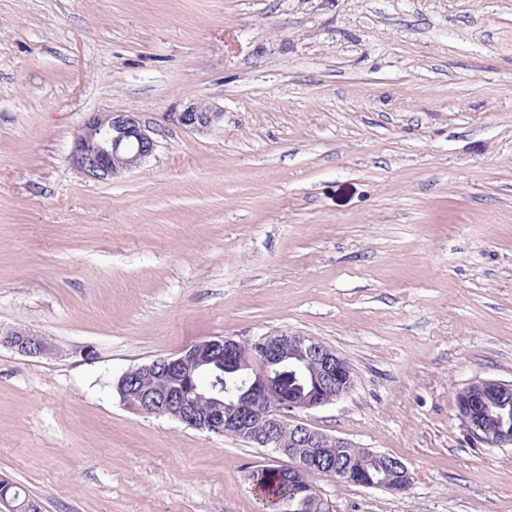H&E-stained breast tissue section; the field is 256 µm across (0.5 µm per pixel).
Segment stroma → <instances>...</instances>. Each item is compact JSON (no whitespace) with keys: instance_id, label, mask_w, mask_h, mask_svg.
I'll return each instance as SVG.
<instances>
[{"instance_id":"stroma-1","label":"stroma","mask_w":512,"mask_h":512,"mask_svg":"<svg viewBox=\"0 0 512 512\" xmlns=\"http://www.w3.org/2000/svg\"><path fill=\"white\" fill-rule=\"evenodd\" d=\"M202 102L224 127L186 130ZM155 154L69 162L94 112ZM0 478L41 512H259L284 457L124 405L214 336L314 337L351 393L298 422L400 459L335 512H512V446L456 412L512 382V0H0ZM181 127L200 133L221 129L224 123V111L222 109L202 104L188 106L183 112L173 116ZM156 130L130 112H95L75 137L70 161L85 178L105 181L141 167L158 146ZM0 346L15 349L25 355H45L50 352V346L42 336H31L22 328L0 329ZM475 384L485 387L490 396L507 401L512 396V383L493 379L477 380L459 391L456 398L457 416L474 438L495 447L512 446V427L502 430L493 438L486 436L482 415L478 411L479 404L471 399V386Z\"/></svg>"}]
</instances>
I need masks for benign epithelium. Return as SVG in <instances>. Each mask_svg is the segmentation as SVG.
Returning a JSON list of instances; mask_svg holds the SVG:
<instances>
[{"instance_id": "7a95c632", "label": "benign epithelium", "mask_w": 512, "mask_h": 512, "mask_svg": "<svg viewBox=\"0 0 512 512\" xmlns=\"http://www.w3.org/2000/svg\"><path fill=\"white\" fill-rule=\"evenodd\" d=\"M181 127L200 133L221 128L224 110L193 104L174 114ZM156 131L130 112H95L75 137L70 161L85 178L105 181L141 167L154 155ZM249 360L238 356L240 342L218 337L190 345L177 354L156 358L126 371L116 388L125 403L149 415L167 416L186 426L210 433H243L258 425L263 433L254 438L255 447L270 448L289 458L285 473L309 482L313 472L334 479L349 478L330 464L336 448H351L349 441L291 420V414L324 407L348 395L354 387L350 363L333 348L298 333L277 331L247 341ZM0 346L25 355H45L50 346L45 338L22 328L0 329ZM313 362L312 386L300 397H285L284 367ZM238 372L245 380V396L237 402L224 401V389L213 378L212 366ZM487 393L500 400L512 396V383L493 379L477 381ZM457 416L470 434L491 446H512V427L497 436H486L479 404L472 401L471 386L458 392ZM393 476L386 490L404 492L412 475L399 460L389 461Z\"/></svg>"}]
</instances>
